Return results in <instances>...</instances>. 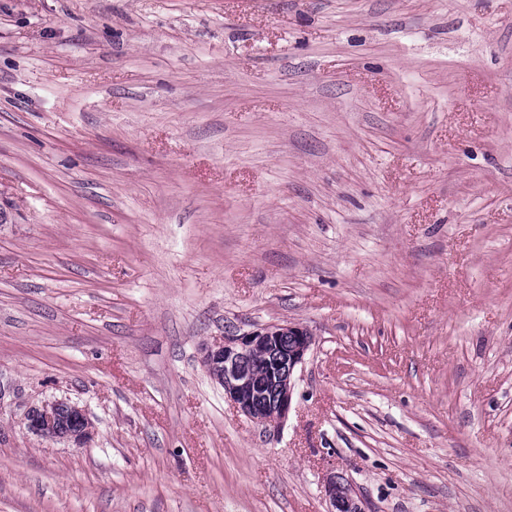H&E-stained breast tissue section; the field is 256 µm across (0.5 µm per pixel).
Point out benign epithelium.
Wrapping results in <instances>:
<instances>
[{"label": "benign epithelium", "instance_id": "obj_1", "mask_svg": "<svg viewBox=\"0 0 512 512\" xmlns=\"http://www.w3.org/2000/svg\"><path fill=\"white\" fill-rule=\"evenodd\" d=\"M313 345L311 333L297 324H272L229 334L203 348L202 365L224 388V398L249 420L277 430L292 407L293 377ZM27 429L51 442L86 448L95 427L86 410L66 398L32 404ZM332 512H367L365 502L341 476L327 482Z\"/></svg>", "mask_w": 512, "mask_h": 512}]
</instances>
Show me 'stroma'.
Listing matches in <instances>:
<instances>
[{
    "mask_svg": "<svg viewBox=\"0 0 512 512\" xmlns=\"http://www.w3.org/2000/svg\"><path fill=\"white\" fill-rule=\"evenodd\" d=\"M297 323L269 432L201 349ZM67 398L87 448L24 426ZM512 512V0H0V512ZM326 493L332 511L330 512H367L365 502L353 490L351 485L340 475L330 477Z\"/></svg>",
    "mask_w": 512,
    "mask_h": 512,
    "instance_id": "stroma-1",
    "label": "stroma"
}]
</instances>
